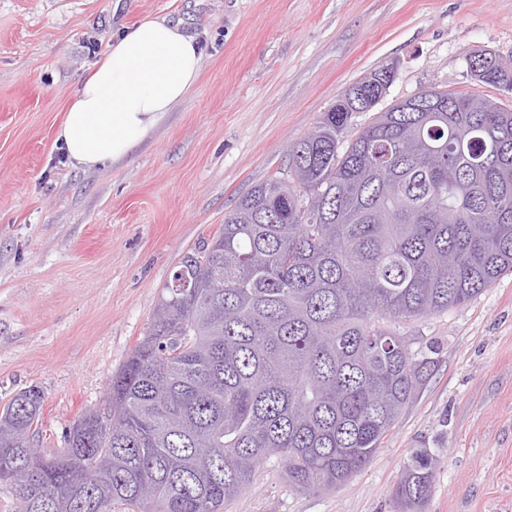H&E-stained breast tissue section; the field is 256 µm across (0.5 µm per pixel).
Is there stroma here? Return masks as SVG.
<instances>
[{
    "label": "stroma",
    "instance_id": "obj_1",
    "mask_svg": "<svg viewBox=\"0 0 512 512\" xmlns=\"http://www.w3.org/2000/svg\"><path fill=\"white\" fill-rule=\"evenodd\" d=\"M166 15L203 46L196 85L126 159L84 170L54 134L113 34ZM512 56V0H0V407L35 386L45 454L103 409L181 259L288 146L373 70L376 112L424 89L472 91L466 57ZM435 370L369 464L323 494L278 459L224 512H394L410 449L437 464L424 512H512V273L469 303L400 323Z\"/></svg>",
    "mask_w": 512,
    "mask_h": 512
}]
</instances>
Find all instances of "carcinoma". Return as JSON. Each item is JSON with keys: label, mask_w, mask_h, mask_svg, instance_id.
Returning a JSON list of instances; mask_svg holds the SVG:
<instances>
[{"label": "carcinoma", "mask_w": 512, "mask_h": 512, "mask_svg": "<svg viewBox=\"0 0 512 512\" xmlns=\"http://www.w3.org/2000/svg\"><path fill=\"white\" fill-rule=\"evenodd\" d=\"M482 55L481 83L512 90V59ZM375 75L290 144L288 179L251 187L183 257L172 280L189 287L164 288L107 407L63 448L31 445L39 388L0 410V487L10 464L29 474L16 512H224L268 458L310 494L372 460L435 368L384 321L465 304L512 272V110L444 91L446 111L389 109L346 144ZM435 468L410 450L396 512H422Z\"/></svg>", "instance_id": "1"}]
</instances>
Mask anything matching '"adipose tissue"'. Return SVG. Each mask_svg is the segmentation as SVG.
I'll return each instance as SVG.
<instances>
[{
    "mask_svg": "<svg viewBox=\"0 0 512 512\" xmlns=\"http://www.w3.org/2000/svg\"><path fill=\"white\" fill-rule=\"evenodd\" d=\"M201 56L196 36L165 16L115 34L56 130L68 163L103 168L130 155L194 87Z\"/></svg>",
    "mask_w": 512,
    "mask_h": 512,
    "instance_id": "1",
    "label": "adipose tissue"
}]
</instances>
